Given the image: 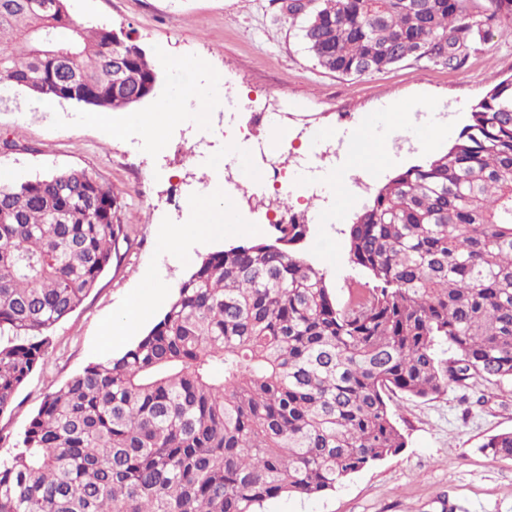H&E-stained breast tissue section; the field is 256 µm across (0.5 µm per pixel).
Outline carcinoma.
<instances>
[{
    "label": "carcinoma",
    "mask_w": 512,
    "mask_h": 512,
    "mask_svg": "<svg viewBox=\"0 0 512 512\" xmlns=\"http://www.w3.org/2000/svg\"><path fill=\"white\" fill-rule=\"evenodd\" d=\"M466 2L311 0L302 39L341 75L450 65L485 28L512 34V0L475 22ZM157 81L138 43L67 0H0V85L120 111ZM119 208L84 169L0 182V414L118 257ZM271 228L209 253L132 347L43 398L0 458V512H261L398 454L389 394L512 382V76L355 214L349 257L373 286L339 300L293 250L309 225ZM480 450L511 459L512 431Z\"/></svg>",
    "instance_id": "carcinoma-1"
}]
</instances>
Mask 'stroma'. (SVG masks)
Wrapping results in <instances>:
<instances>
[{
	"instance_id": "1",
	"label": "stroma",
	"mask_w": 512,
	"mask_h": 512,
	"mask_svg": "<svg viewBox=\"0 0 512 512\" xmlns=\"http://www.w3.org/2000/svg\"><path fill=\"white\" fill-rule=\"evenodd\" d=\"M68 8L86 25L129 33L146 50L159 80L140 110H151L158 100L182 90L183 80L170 61L201 58L209 71L223 74L225 88L236 96L256 108L284 113L283 131L301 148L325 149L316 133L356 130L366 117L386 112L393 103L416 113L446 114L439 146L447 148L490 78L512 75V36L498 33L478 38L459 65L409 59L379 73L339 75L317 65L301 38V20L285 15L282 0H68ZM217 124L214 112L203 123L187 117L170 128L165 147L153 151L140 135H113L96 110L60 102L55 111L42 112L17 88L0 100V140L12 143L0 148V170L17 178L70 167L99 174L120 199L127 236L118 259L84 303L52 328L54 351L47 364L20 387L11 409L0 414V457L8 455L46 394L87 364L134 343L136 335H129L121 346L109 345L106 332L119 325L128 299L146 283H154L161 298L136 334L157 323L180 282L208 253L268 236L264 211L242 202L238 219L255 228V236L188 238L178 256L158 246V225L188 223L192 197L213 179L208 162L190 165L185 158L195 151L198 133L206 130L212 133L210 159L223 155ZM398 156L394 167L367 156L351 157L361 184L337 185L306 207L310 231L302 252L323 270L337 298L369 281L349 258L345 230L353 214L397 169L430 158L417 137ZM343 197L348 205L337 207ZM485 391L487 403L472 407L461 402L454 388L427 398L391 394L388 405L405 448L321 497L285 496L266 502L262 512H512V460H495L480 450L488 436L512 430V383L489 385Z\"/></svg>"
}]
</instances>
